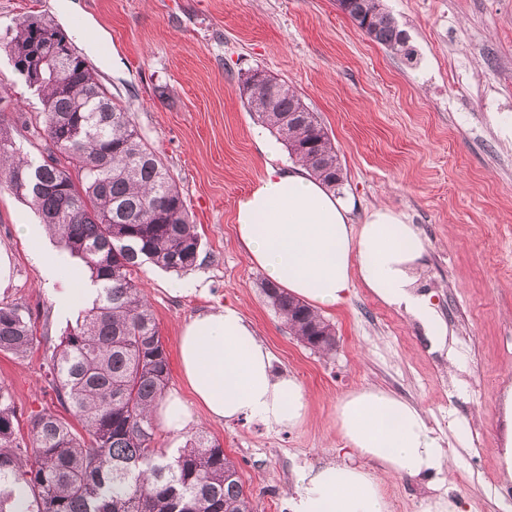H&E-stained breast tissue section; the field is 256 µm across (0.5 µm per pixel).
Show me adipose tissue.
<instances>
[{
	"label": "adipose tissue",
	"instance_id": "1",
	"mask_svg": "<svg viewBox=\"0 0 512 512\" xmlns=\"http://www.w3.org/2000/svg\"><path fill=\"white\" fill-rule=\"evenodd\" d=\"M266 174L235 213L238 238L251 262L289 292L320 307L346 303L353 277L384 301L404 307L430 336L447 329L431 299L415 293L414 271L426 244L401 214L379 206L363 223L351 206L301 166L285 171L267 148ZM267 344L240 310L227 305L184 324L182 376L195 401L217 421L256 420L280 430L301 425L308 404L301 382L275 371ZM336 425L353 463L301 470L289 512H390L381 474L409 479L442 475L448 451L424 414L376 386L346 395Z\"/></svg>",
	"mask_w": 512,
	"mask_h": 512
}]
</instances>
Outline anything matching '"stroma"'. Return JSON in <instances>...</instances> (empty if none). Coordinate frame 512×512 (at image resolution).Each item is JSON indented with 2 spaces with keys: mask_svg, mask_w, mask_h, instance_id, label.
I'll return each mask as SVG.
<instances>
[{
  "mask_svg": "<svg viewBox=\"0 0 512 512\" xmlns=\"http://www.w3.org/2000/svg\"><path fill=\"white\" fill-rule=\"evenodd\" d=\"M382 3L414 60L372 41L336 0H0V29L30 13L59 25L187 202L201 234L196 267L138 273L169 354V390L189 393L182 326L224 305L243 313L276 367L304 387L308 415L297 428L215 422L197 408L188 430L159 429L161 447H183L189 432L205 430L239 462L255 512H287L299 469L335 459L342 445L338 401L375 385L419 407L450 456L445 481L384 477L392 512H428L448 496L461 498L465 512H512V482L495 454L512 428L503 407L512 391V0ZM257 67L316 112L336 146L353 223L381 205L415 225L426 242L417 287L448 328L444 342L358 279L346 303L323 312L338 338L328 356L291 335L269 305L265 275L235 232L237 202L265 171L262 143L277 144L280 163L289 161L240 95ZM38 108L0 47V123L31 156V130L18 115ZM0 251L10 259L0 302L22 304L35 319L30 354L0 353V379L24 433L31 417L58 407L46 359L82 312L58 299L72 274L89 271L1 182Z\"/></svg>",
  "mask_w": 512,
  "mask_h": 512,
  "instance_id": "stroma-1",
  "label": "stroma"
}]
</instances>
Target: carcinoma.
<instances>
[{
  "label": "carcinoma",
  "mask_w": 512,
  "mask_h": 512,
  "mask_svg": "<svg viewBox=\"0 0 512 512\" xmlns=\"http://www.w3.org/2000/svg\"><path fill=\"white\" fill-rule=\"evenodd\" d=\"M347 16L388 52L413 59L405 31L378 0H359ZM58 32L25 15L0 34L19 76L41 94L33 137L48 136L34 162L1 126L0 179L85 263L97 296L64 331L47 368L49 387L78 426L44 411L20 443L13 397L0 383V512H15L19 488L27 512H253L238 463L205 431L173 457L158 446L151 409L168 387L170 363L135 275L145 263L194 268L201 239L162 159L85 58L73 54L61 75L49 63L31 71L45 36ZM241 95L294 162L332 187L342 182L328 133L284 81L257 68ZM263 293L292 335L314 331L323 337L316 351L336 350V329L318 311L270 281ZM35 340L29 309L1 303L0 352L23 355Z\"/></svg>",
  "instance_id": "obj_1"
}]
</instances>
